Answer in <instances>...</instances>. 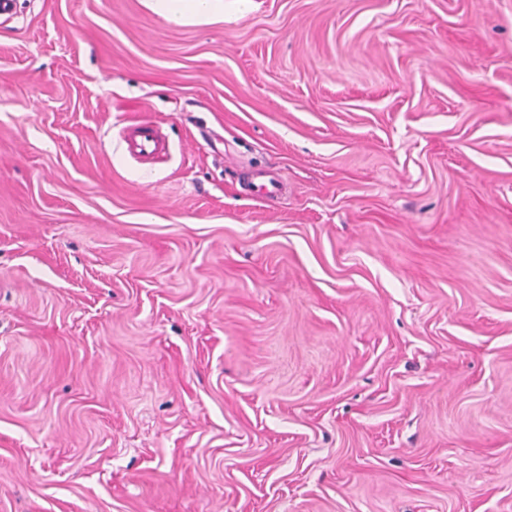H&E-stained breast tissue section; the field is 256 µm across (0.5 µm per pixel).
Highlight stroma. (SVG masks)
Here are the masks:
<instances>
[{
    "label": "stroma",
    "mask_w": 512,
    "mask_h": 512,
    "mask_svg": "<svg viewBox=\"0 0 512 512\" xmlns=\"http://www.w3.org/2000/svg\"><path fill=\"white\" fill-rule=\"evenodd\" d=\"M0 512H512V0L0 15ZM252 0H143L153 15L177 26H203L223 22L225 11L232 6L237 12L247 11ZM126 151L141 161H159L166 156L167 141L157 126L142 122L124 137Z\"/></svg>",
    "instance_id": "stroma-1"
}]
</instances>
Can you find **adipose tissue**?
<instances>
[{"mask_svg": "<svg viewBox=\"0 0 512 512\" xmlns=\"http://www.w3.org/2000/svg\"><path fill=\"white\" fill-rule=\"evenodd\" d=\"M251 0H143L153 15L177 26H203L223 21L227 9L247 11Z\"/></svg>", "mask_w": 512, "mask_h": 512, "instance_id": "1", "label": "adipose tissue"}]
</instances>
